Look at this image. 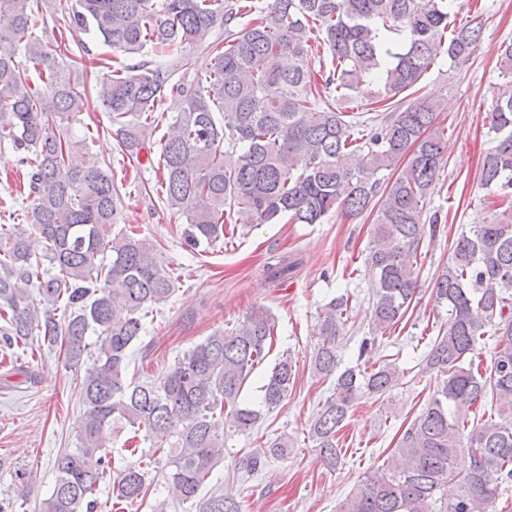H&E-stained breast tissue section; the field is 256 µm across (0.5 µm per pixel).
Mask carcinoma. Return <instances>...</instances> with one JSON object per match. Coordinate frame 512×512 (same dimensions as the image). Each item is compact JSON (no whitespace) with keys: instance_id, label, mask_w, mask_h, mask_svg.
Wrapping results in <instances>:
<instances>
[{"instance_id":"1","label":"carcinoma","mask_w":512,"mask_h":512,"mask_svg":"<svg viewBox=\"0 0 512 512\" xmlns=\"http://www.w3.org/2000/svg\"><path fill=\"white\" fill-rule=\"evenodd\" d=\"M46 2L0 0V142L18 154L31 198L26 223L0 224V341L10 349L38 337L60 345L71 367L88 356L93 364L81 382L77 446L57 457L53 489L38 512H97L100 484L110 476L103 439L118 422L143 433L150 446L142 455L161 466L179 501L194 502L224 458V418L242 433L259 423L261 412L242 392L270 354L276 321L268 309H253L185 351L155 382L128 376L145 318L170 299L176 281L146 239L113 232L120 188L111 164L89 154L87 137L69 131L87 86L60 65L61 45L36 34L46 27L39 12ZM68 20L128 59L148 46L160 55L116 64L95 91L129 159L151 153L165 112L174 111L158 170L164 201L186 218L190 248L224 239L236 209L259 224L285 217L319 224L334 210L373 215L363 261L373 282L372 330L359 357L379 349L415 308L418 255L440 231L438 215L427 211L444 157V131L435 127L440 104L403 94L438 61L466 62L482 20L451 25L448 0H76ZM218 27L224 40L214 45ZM197 46L208 52L192 55ZM20 55L32 68L20 65ZM31 69L43 88L31 85ZM499 69L480 182L508 199L512 42ZM361 88L371 104L389 109L377 124L336 110V98ZM30 229L44 240L40 256L30 252ZM449 251L433 282L448 328L419 362L436 385L397 441L399 462L368 475L339 512H490L512 490V205L458 234ZM60 308L68 313L62 322ZM347 321L348 297L323 306L312 362L331 385L308 438L333 470L349 412L405 377L387 358L339 369ZM91 332L100 338L94 350ZM488 343L484 368L479 348ZM294 383L286 351L260 386L261 405L277 408ZM487 401L488 413L476 415ZM288 448V436L275 437L248 457V472L288 457ZM148 476L140 463L119 470L116 504L144 502ZM199 510L244 512V504L214 492Z\"/></svg>"}]
</instances>
